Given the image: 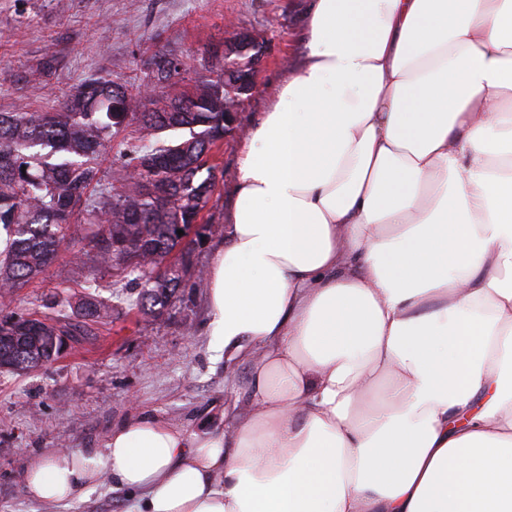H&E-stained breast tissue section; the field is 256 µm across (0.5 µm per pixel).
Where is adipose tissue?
Here are the masks:
<instances>
[{
  "label": "adipose tissue",
  "mask_w": 512,
  "mask_h": 512,
  "mask_svg": "<svg viewBox=\"0 0 512 512\" xmlns=\"http://www.w3.org/2000/svg\"><path fill=\"white\" fill-rule=\"evenodd\" d=\"M205 286L244 406L129 416L30 460L31 499L512 512V0H310Z\"/></svg>",
  "instance_id": "obj_1"
}]
</instances>
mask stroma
<instances>
[{"label": "stroma", "instance_id": "35a3bbf8", "mask_svg": "<svg viewBox=\"0 0 512 512\" xmlns=\"http://www.w3.org/2000/svg\"><path fill=\"white\" fill-rule=\"evenodd\" d=\"M307 9L308 0H0V112L56 111L92 77L147 83L162 54L190 61L176 84H194L206 73L203 59L239 30L253 33L264 50L236 130L209 159L217 186L204 218L213 231L193 245L183 286L161 318L133 310L141 280L96 267L85 225L70 227L56 262L17 291L15 310L65 315L93 279L111 299L112 315L47 367L0 372V512H127L124 491L105 483L47 507L25 495L22 473L33 457L63 446L102 451L112 425L134 413L223 426L224 406L250 370L241 364L226 371L208 349L205 274L224 239L243 133L301 61ZM228 18L233 27L225 26Z\"/></svg>", "mask_w": 512, "mask_h": 512}]
</instances>
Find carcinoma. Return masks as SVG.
Returning a JSON list of instances; mask_svg holds the SVG:
<instances>
[{"mask_svg":"<svg viewBox=\"0 0 512 512\" xmlns=\"http://www.w3.org/2000/svg\"><path fill=\"white\" fill-rule=\"evenodd\" d=\"M179 73L165 55L155 63V83ZM140 93L124 83L90 78L56 112L0 113V224L9 247L0 253V300L43 274L55 261L65 231L86 213L96 241V261L143 280L140 312L159 319L182 279L168 265L177 246L174 225L194 223L206 208L216 176L201 157L224 138V94L209 79L192 95L161 98L150 112L136 111ZM135 121L155 136L149 147L131 151L124 168L140 170L153 190L130 184L122 172L106 180L99 157L112 129ZM179 131L167 140L161 134ZM73 306V317L33 316L38 332L24 327L25 315L0 310V364L27 374L59 358L62 336L74 337L101 323L112 307L90 292Z\"/></svg>","mask_w":512,"mask_h":512,"instance_id":"obj_1","label":"carcinoma"}]
</instances>
